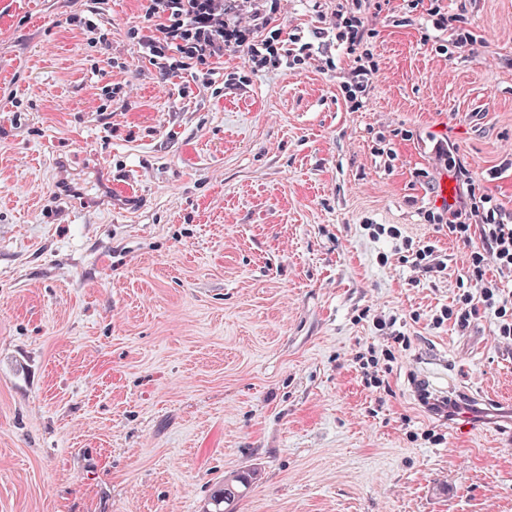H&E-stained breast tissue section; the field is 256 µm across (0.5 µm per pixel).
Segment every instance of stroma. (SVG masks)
<instances>
[{
	"label": "stroma",
	"instance_id": "1",
	"mask_svg": "<svg viewBox=\"0 0 512 512\" xmlns=\"http://www.w3.org/2000/svg\"><path fill=\"white\" fill-rule=\"evenodd\" d=\"M280 3L307 41L336 7ZM144 5L0 0V512H205L241 471L236 512H512V343L489 310L434 326L465 249L425 218L443 140L512 211V0H467L452 59L388 0L359 110L335 37L296 73L174 77ZM408 247L409 248H406V251L409 255H403L402 257L406 259V262H410L409 258L411 257V264L418 274V280L435 278L436 276H439V273H442L447 268L446 265H442L444 264L442 261H438L442 262V264L435 262L437 257L430 259L433 257L435 252H438L435 250V245L428 244L420 246V244H417L414 246L413 241H411ZM419 402L422 407L432 416H437L445 420L451 417L460 407L457 400L447 399V397H432L427 388L421 383L417 384Z\"/></svg>",
	"mask_w": 512,
	"mask_h": 512
}]
</instances>
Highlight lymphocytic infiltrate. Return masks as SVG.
<instances>
[{
  "label": "lymphocytic infiltrate",
  "mask_w": 512,
  "mask_h": 512,
  "mask_svg": "<svg viewBox=\"0 0 512 512\" xmlns=\"http://www.w3.org/2000/svg\"><path fill=\"white\" fill-rule=\"evenodd\" d=\"M145 24L135 33L140 49L151 59H163L170 74L214 72L225 53L244 52L254 71L274 64L297 71L306 61L317 58L314 43H302L298 50L278 51L282 38L277 23L279 4L256 7L253 0H145ZM405 20L415 23L426 16L432 28L448 39V52H472L479 37L467 22L465 10L448 13L440 0L423 8V0H406ZM377 13L363 9L360 0H339L331 27L345 44L354 66L342 87L354 108L364 106V98L376 72L363 45L374 33ZM438 160L461 190L442 207L428 211L427 220L446 226L449 238L469 246L467 275L458 281L457 293L448 308L441 310L435 325L453 322L466 330L487 308L499 317L498 334L512 340V296L489 279L487 266L512 270V213L504 209L472 176L467 161L453 144L440 145Z\"/></svg>",
  "instance_id": "f902f5d3"
}]
</instances>
